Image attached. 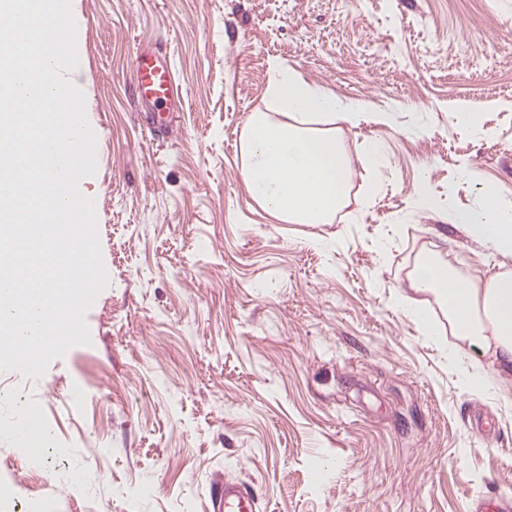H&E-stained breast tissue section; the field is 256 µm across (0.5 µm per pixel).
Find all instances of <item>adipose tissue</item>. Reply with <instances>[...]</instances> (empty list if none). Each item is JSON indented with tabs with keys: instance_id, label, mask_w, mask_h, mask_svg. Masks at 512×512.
Returning a JSON list of instances; mask_svg holds the SVG:
<instances>
[{
	"instance_id": "adipose-tissue-1",
	"label": "adipose tissue",
	"mask_w": 512,
	"mask_h": 512,
	"mask_svg": "<svg viewBox=\"0 0 512 512\" xmlns=\"http://www.w3.org/2000/svg\"><path fill=\"white\" fill-rule=\"evenodd\" d=\"M270 106L250 114L241 141L242 176L260 205L291 224H327L347 203L353 169L334 125L352 126L366 106L337 97L294 70L273 65ZM451 224L504 256H512V209L492 190L479 207L449 215ZM413 291L432 295L459 340L478 347L487 373L464 376L467 388L512 399V271L461 276L444 256L423 249L409 275Z\"/></svg>"
}]
</instances>
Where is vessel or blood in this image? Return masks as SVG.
<instances>
[{
  "instance_id": "obj_1",
  "label": "vessel or blood",
  "mask_w": 512,
  "mask_h": 512,
  "mask_svg": "<svg viewBox=\"0 0 512 512\" xmlns=\"http://www.w3.org/2000/svg\"><path fill=\"white\" fill-rule=\"evenodd\" d=\"M135 88L138 101L153 113L161 127L173 121L175 110L174 73L162 63L153 50H142L135 56ZM222 512H255L253 497L234 479L224 481Z\"/></svg>"
}]
</instances>
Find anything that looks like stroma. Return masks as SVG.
<instances>
[{
    "instance_id": "stroma-1",
    "label": "stroma",
    "mask_w": 512,
    "mask_h": 512,
    "mask_svg": "<svg viewBox=\"0 0 512 512\" xmlns=\"http://www.w3.org/2000/svg\"><path fill=\"white\" fill-rule=\"evenodd\" d=\"M72 3L71 77L97 132L83 189L110 284L90 344L36 380L0 372V423L22 396L50 431L38 481L21 437L0 432L19 497L216 512L228 477L258 512L512 505V405L463 384L486 357L443 314L425 336L392 303L425 247L464 275L512 270L448 221L488 186L512 209V0ZM141 48L169 54L183 95L167 132L134 94ZM273 59L388 115L340 129L355 175L332 223L283 222L244 183L240 138ZM422 184L433 209L415 204Z\"/></svg>"
}]
</instances>
